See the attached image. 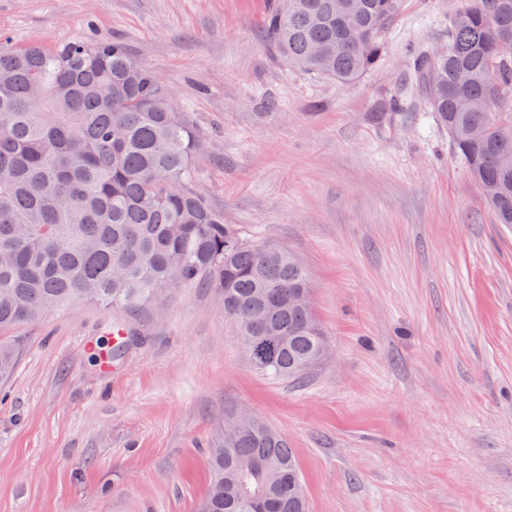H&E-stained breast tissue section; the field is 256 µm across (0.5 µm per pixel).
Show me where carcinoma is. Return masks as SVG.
<instances>
[{"mask_svg":"<svg viewBox=\"0 0 512 512\" xmlns=\"http://www.w3.org/2000/svg\"><path fill=\"white\" fill-rule=\"evenodd\" d=\"M282 0L265 28L288 65L354 83L378 62L402 0ZM512 0H467L445 53L412 54V79L500 224L512 225ZM200 138L163 83L120 44L47 49L0 38V330L74 302L137 312L206 283L248 365L301 380L327 342L294 253L242 237L195 188ZM16 351L0 344V380ZM199 512H306L288 441L224 421Z\"/></svg>","mask_w":512,"mask_h":512,"instance_id":"cac0c4a2","label":"carcinoma"}]
</instances>
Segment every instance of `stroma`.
Listing matches in <instances>:
<instances>
[{
  "mask_svg": "<svg viewBox=\"0 0 512 512\" xmlns=\"http://www.w3.org/2000/svg\"><path fill=\"white\" fill-rule=\"evenodd\" d=\"M462 3L403 0L345 84L277 55L278 0H0L13 44L118 42L161 79L204 142L198 191L301 258L330 350L302 382L262 376L195 286L157 314L73 303L8 329L0 512H198L242 406L294 449L308 512H512V227L408 74ZM116 325L142 340L115 359Z\"/></svg>",
  "mask_w": 512,
  "mask_h": 512,
  "instance_id": "35a3bbf8",
  "label": "stroma"
}]
</instances>
